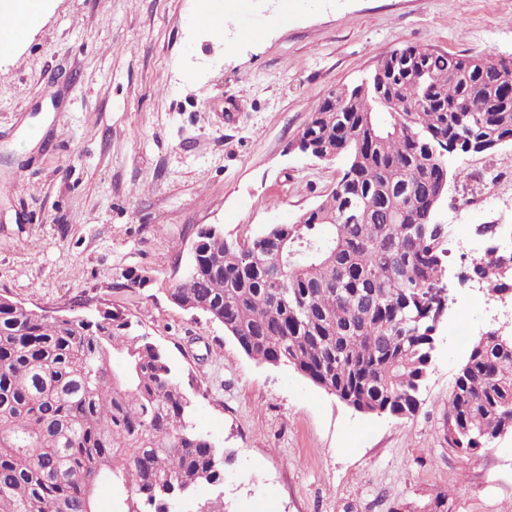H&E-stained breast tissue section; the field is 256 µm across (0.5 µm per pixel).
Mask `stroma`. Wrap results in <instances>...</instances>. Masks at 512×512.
Returning <instances> with one entry per match:
<instances>
[{
	"instance_id": "obj_1",
	"label": "stroma",
	"mask_w": 512,
	"mask_h": 512,
	"mask_svg": "<svg viewBox=\"0 0 512 512\" xmlns=\"http://www.w3.org/2000/svg\"><path fill=\"white\" fill-rule=\"evenodd\" d=\"M42 0L0 52V294L51 314L112 304L166 353L197 425L233 463L171 512H512V435L460 457L445 437L468 351L450 323L487 332L485 294L453 283L413 416L356 411L298 373L249 358L169 288L200 228L246 238L293 223L341 160L291 145L313 105L367 80L405 46L512 59V0ZM227 14L223 39L197 22ZM434 220L512 225V145L452 155ZM147 271L145 287L126 276Z\"/></svg>"
}]
</instances>
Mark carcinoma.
Here are the masks:
<instances>
[{
    "label": "carcinoma",
    "instance_id": "cac0c4a2",
    "mask_svg": "<svg viewBox=\"0 0 512 512\" xmlns=\"http://www.w3.org/2000/svg\"><path fill=\"white\" fill-rule=\"evenodd\" d=\"M419 66L386 71L349 107L325 99L298 137L344 170L298 224L249 239L198 232L192 270L169 288L178 307L224 326L245 354L286 363L355 410L412 415L430 369L448 263L447 155L512 144V61L406 46ZM390 116L380 125L374 109ZM504 254L485 249L465 278L512 288ZM512 431V345L469 346L448 402V446ZM234 452L197 428L192 398L164 352L126 315L91 323L13 308L0 298V512H168L181 488L216 483Z\"/></svg>",
    "mask_w": 512,
    "mask_h": 512
}]
</instances>
